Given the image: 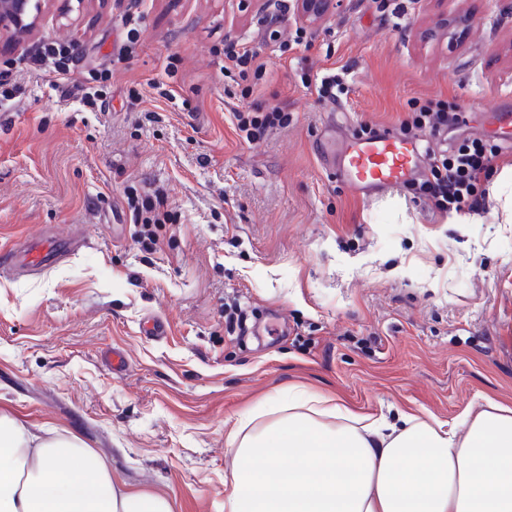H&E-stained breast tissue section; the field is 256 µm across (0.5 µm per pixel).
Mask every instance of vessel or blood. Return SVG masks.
<instances>
[{"label":"vessel or blood","mask_w":512,"mask_h":512,"mask_svg":"<svg viewBox=\"0 0 512 512\" xmlns=\"http://www.w3.org/2000/svg\"><path fill=\"white\" fill-rule=\"evenodd\" d=\"M424 164L415 139L385 129L371 138L343 139L334 172L340 181L364 193L377 187L402 185ZM77 245V240L69 237H42L22 251L13 246L0 250V267L18 265L41 270L55 264Z\"/></svg>","instance_id":"1"}]
</instances>
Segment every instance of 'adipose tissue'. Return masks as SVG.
<instances>
[{"mask_svg":"<svg viewBox=\"0 0 512 512\" xmlns=\"http://www.w3.org/2000/svg\"><path fill=\"white\" fill-rule=\"evenodd\" d=\"M239 418L224 512H512V408L492 402L444 426L356 414L301 390ZM288 449L289 467L273 459ZM0 512H172L130 489L77 436L31 435L0 415Z\"/></svg>","mask_w":512,"mask_h":512,"instance_id":"ef3b65f1","label":"adipose tissue"}]
</instances>
